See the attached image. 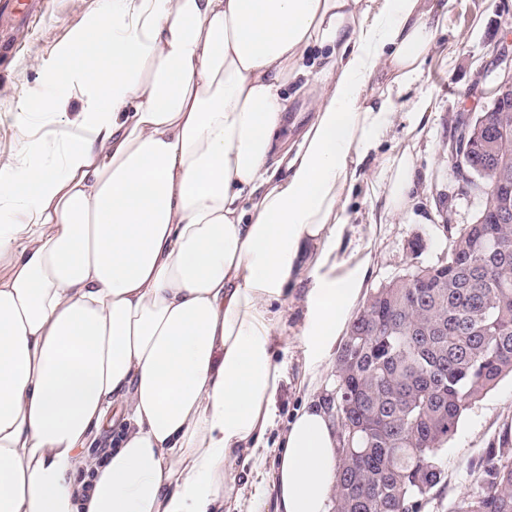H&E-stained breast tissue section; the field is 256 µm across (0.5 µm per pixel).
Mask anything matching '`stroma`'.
<instances>
[{"instance_id": "1", "label": "stroma", "mask_w": 512, "mask_h": 512, "mask_svg": "<svg viewBox=\"0 0 512 512\" xmlns=\"http://www.w3.org/2000/svg\"><path fill=\"white\" fill-rule=\"evenodd\" d=\"M104 7V0H44L19 36L21 49L0 62V168L15 165L29 140L59 144L76 137V129L55 114L31 117L21 114L18 106L50 94L46 76L64 58L82 61L85 49L80 37ZM507 38L512 40V0H451L435 47L423 65V80L403 99L394 126L367 160L365 177L349 197L350 222L336 240L341 271L361 273L364 291L445 259L448 234L443 218L459 227L472 223L484 208L485 196L458 178L445 145L456 132V117L470 109L473 89L489 69L495 47ZM419 99L427 104L428 120L421 137L413 141L407 134L409 113ZM406 148L413 154L416 170L411 205L407 213L385 217L370 184L383 162ZM331 275L330 268L307 265L285 298L272 307L277 321L274 352L284 365L285 380L265 437L269 449L256 469L240 472L239 491L226 503L227 512H274L271 447L297 410L336 388L335 350L316 352L305 346L302 336L309 292ZM508 424L512 425L511 378L502 380L461 417L443 457L444 506H451L469 489L484 448Z\"/></svg>"}]
</instances>
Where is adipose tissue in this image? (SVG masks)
<instances>
[{"label":"adipose tissue","instance_id":"adipose-tissue-1","mask_svg":"<svg viewBox=\"0 0 512 512\" xmlns=\"http://www.w3.org/2000/svg\"><path fill=\"white\" fill-rule=\"evenodd\" d=\"M438 0H108L81 35L92 90L76 114L69 63L24 112L83 132L0 169V512H222L257 461L285 377L273 303L311 254L330 262L345 202L421 83ZM325 51L302 133L284 88ZM387 75L377 100L366 96ZM414 161L372 191L408 209ZM363 280L314 289L303 334L329 348ZM112 447L89 448L106 425ZM338 441L297 412L275 456V512H328Z\"/></svg>","mask_w":512,"mask_h":512}]
</instances>
